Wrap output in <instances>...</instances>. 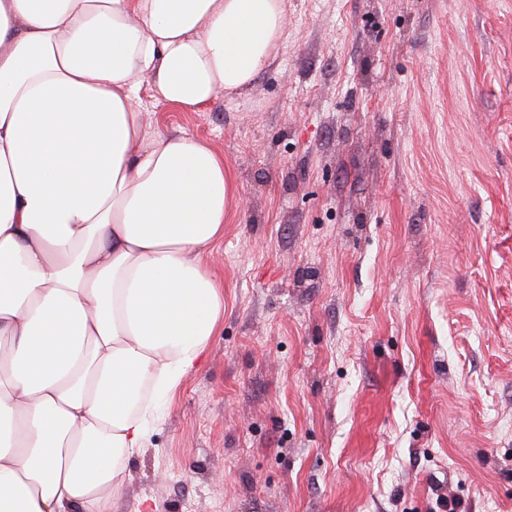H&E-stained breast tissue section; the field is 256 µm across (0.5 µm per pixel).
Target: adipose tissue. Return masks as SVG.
Segmentation results:
<instances>
[{"instance_id":"obj_1","label":"adipose tissue","mask_w":512,"mask_h":512,"mask_svg":"<svg viewBox=\"0 0 512 512\" xmlns=\"http://www.w3.org/2000/svg\"><path fill=\"white\" fill-rule=\"evenodd\" d=\"M284 45L283 0H0V512H105L224 317V159L199 112Z\"/></svg>"}]
</instances>
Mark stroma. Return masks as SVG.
I'll return each mask as SVG.
<instances>
[{
    "mask_svg": "<svg viewBox=\"0 0 512 512\" xmlns=\"http://www.w3.org/2000/svg\"><path fill=\"white\" fill-rule=\"evenodd\" d=\"M224 157V319L111 512H512V0H283Z\"/></svg>",
    "mask_w": 512,
    "mask_h": 512,
    "instance_id": "1",
    "label": "stroma"
}]
</instances>
